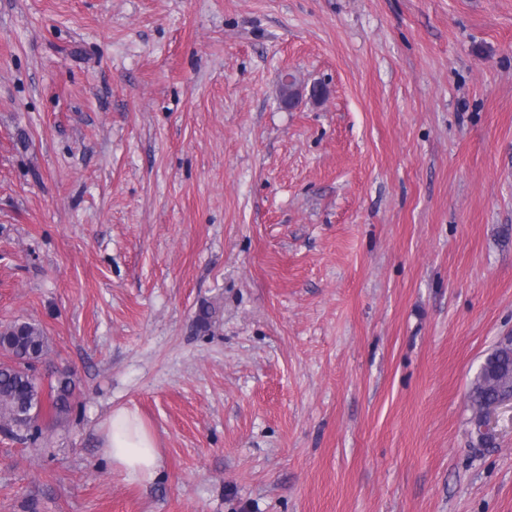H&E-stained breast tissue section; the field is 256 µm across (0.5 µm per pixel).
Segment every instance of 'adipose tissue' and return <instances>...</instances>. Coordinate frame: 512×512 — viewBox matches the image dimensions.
I'll use <instances>...</instances> for the list:
<instances>
[{"instance_id": "1", "label": "adipose tissue", "mask_w": 512, "mask_h": 512, "mask_svg": "<svg viewBox=\"0 0 512 512\" xmlns=\"http://www.w3.org/2000/svg\"><path fill=\"white\" fill-rule=\"evenodd\" d=\"M106 448L113 464L128 479H152L161 467L152 435L138 415L130 410L120 408L113 411Z\"/></svg>"}]
</instances>
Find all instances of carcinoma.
<instances>
[{
	"label": "carcinoma",
	"mask_w": 512,
	"mask_h": 512,
	"mask_svg": "<svg viewBox=\"0 0 512 512\" xmlns=\"http://www.w3.org/2000/svg\"><path fill=\"white\" fill-rule=\"evenodd\" d=\"M46 336L35 322L16 321L0 329V351L10 363L0 364V426L37 439V423L43 411L56 420L67 417L73 407L74 387L69 374L58 376L56 384L44 392L36 364L45 354ZM512 389V346L496 347L468 391L470 407L481 417L483 407L495 396Z\"/></svg>",
	"instance_id": "carcinoma-1"
}]
</instances>
